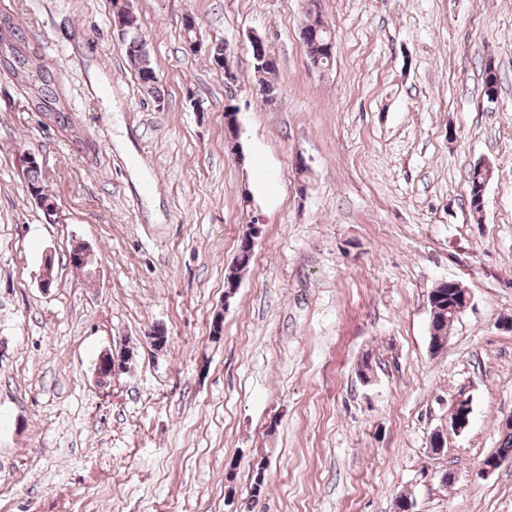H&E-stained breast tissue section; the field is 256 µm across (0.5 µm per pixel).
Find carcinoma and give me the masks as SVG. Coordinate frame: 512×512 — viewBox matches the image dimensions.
<instances>
[{"instance_id":"carcinoma-1","label":"carcinoma","mask_w":512,"mask_h":512,"mask_svg":"<svg viewBox=\"0 0 512 512\" xmlns=\"http://www.w3.org/2000/svg\"><path fill=\"white\" fill-rule=\"evenodd\" d=\"M112 20L121 21L123 46L125 53L134 67L139 83L146 94L156 104L163 102L158 88L159 75L153 64L146 40L141 36L138 15L131 9L127 0H112ZM328 33L320 31L309 34L306 43L308 54L313 58L325 55ZM7 71L21 85L25 93V106L31 112L39 113L47 123L66 127L71 121L69 109L60 96L58 81L52 69L41 62L36 49L31 47L26 29L17 19L9 14H0V70ZM484 94L492 97L498 92V72L492 61L488 60L483 69ZM22 169L26 179L27 191L42 187L41 168L37 164L23 163ZM487 171L475 166L469 173V205L478 213L481 206L477 204L479 189L484 182ZM432 313L429 319V336L435 339V348L443 346L448 337V306L461 307L462 290L451 288L443 282L430 293Z\"/></svg>"}]
</instances>
